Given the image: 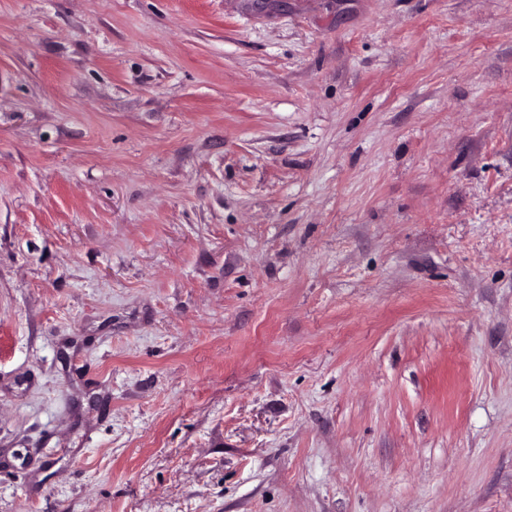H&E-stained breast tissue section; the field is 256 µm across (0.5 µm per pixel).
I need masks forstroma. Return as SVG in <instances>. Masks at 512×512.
I'll return each instance as SVG.
<instances>
[{
	"mask_svg": "<svg viewBox=\"0 0 512 512\" xmlns=\"http://www.w3.org/2000/svg\"><path fill=\"white\" fill-rule=\"evenodd\" d=\"M0 512H512V0H0Z\"/></svg>",
	"mask_w": 512,
	"mask_h": 512,
	"instance_id": "stroma-1",
	"label": "stroma"
}]
</instances>
